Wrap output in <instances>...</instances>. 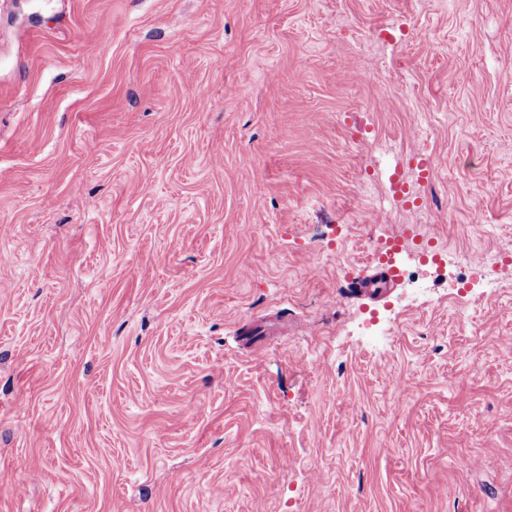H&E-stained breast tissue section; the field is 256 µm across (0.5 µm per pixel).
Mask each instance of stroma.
<instances>
[{"label":"stroma","instance_id":"35a3bbf8","mask_svg":"<svg viewBox=\"0 0 512 512\" xmlns=\"http://www.w3.org/2000/svg\"><path fill=\"white\" fill-rule=\"evenodd\" d=\"M0 512H512V0H0Z\"/></svg>","mask_w":512,"mask_h":512}]
</instances>
